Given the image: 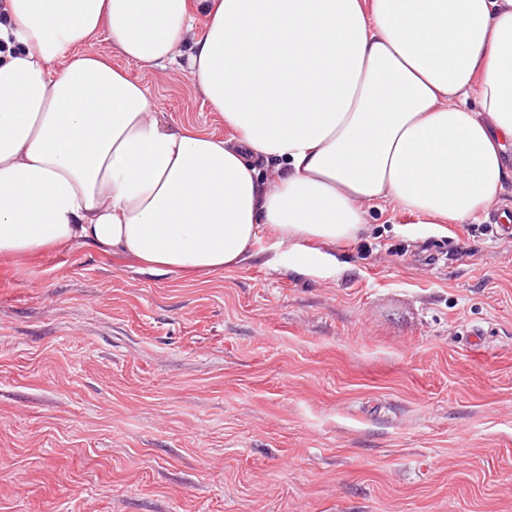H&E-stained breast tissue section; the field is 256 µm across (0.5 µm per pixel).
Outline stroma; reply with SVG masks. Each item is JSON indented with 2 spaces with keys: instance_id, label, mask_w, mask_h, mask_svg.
<instances>
[{
  "instance_id": "1",
  "label": "stroma",
  "mask_w": 512,
  "mask_h": 512,
  "mask_svg": "<svg viewBox=\"0 0 512 512\" xmlns=\"http://www.w3.org/2000/svg\"><path fill=\"white\" fill-rule=\"evenodd\" d=\"M91 48L224 135L184 71ZM368 221L332 274L0 259V512H512V234Z\"/></svg>"
}]
</instances>
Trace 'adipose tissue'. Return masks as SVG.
Instances as JSON below:
<instances>
[{
  "instance_id": "ef3b65f1",
  "label": "adipose tissue",
  "mask_w": 512,
  "mask_h": 512,
  "mask_svg": "<svg viewBox=\"0 0 512 512\" xmlns=\"http://www.w3.org/2000/svg\"><path fill=\"white\" fill-rule=\"evenodd\" d=\"M115 54L185 59L227 136L161 121ZM511 153L512 0H0V258L92 246L196 279L269 236L316 273L370 208L503 205Z\"/></svg>"
}]
</instances>
